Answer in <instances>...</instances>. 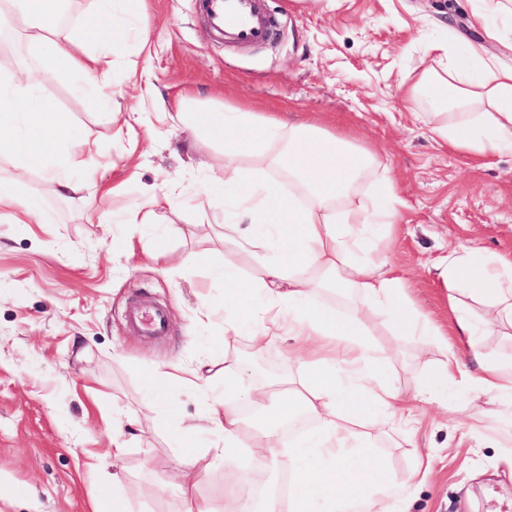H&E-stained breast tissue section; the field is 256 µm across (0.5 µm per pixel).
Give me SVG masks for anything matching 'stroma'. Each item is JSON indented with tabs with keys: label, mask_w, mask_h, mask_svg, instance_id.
Wrapping results in <instances>:
<instances>
[{
	"label": "stroma",
	"mask_w": 512,
	"mask_h": 512,
	"mask_svg": "<svg viewBox=\"0 0 512 512\" xmlns=\"http://www.w3.org/2000/svg\"><path fill=\"white\" fill-rule=\"evenodd\" d=\"M279 35L261 46H229L201 16L196 0H144L148 46L129 43L151 69L152 96L126 70L114 73L112 98L122 109L153 111L154 98L180 94L219 111L293 112L375 151L390 167L405 203L390 262L420 311L452 332L447 284L451 251L480 248L512 259V152L463 153L412 115L407 90L433 66L424 41L448 40L456 58L466 44L487 43L498 64L512 66V41L488 42L472 17V0H263ZM67 127L96 142L95 160L67 158L83 180L75 199L58 198L41 171L25 189L46 223L17 209L0 212V512H180L176 489L221 502L229 480L213 455L181 459L170 440L175 417L202 411L196 390L166 387L169 414L152 396L162 362L193 365L247 353L245 339L225 341L223 325L205 326L208 305L224 299L210 264L247 275L252 261L224 250L223 200L206 184L224 165L221 145L204 143L172 120L128 131L92 109L71 81L37 67ZM122 195L113 196V187ZM191 196V211L165 212L162 224H103L99 217L145 193ZM145 298L162 306L168 332L151 339L132 331L126 312ZM386 368L421 420L416 446L403 433L377 450L399 474L414 468L415 447L432 449L430 476L410 490V512H512V441L500 434L498 403L479 390L449 391L447 407L417 390L440 357L441 337L397 338ZM136 418L120 461L112 446V412Z\"/></svg>",
	"instance_id": "obj_1"
}]
</instances>
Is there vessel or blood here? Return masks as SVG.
<instances>
[{"label":"vessel or blood","instance_id":"1","mask_svg":"<svg viewBox=\"0 0 512 512\" xmlns=\"http://www.w3.org/2000/svg\"><path fill=\"white\" fill-rule=\"evenodd\" d=\"M199 7L211 25L243 44L268 42L275 22L260 9V0H201Z\"/></svg>","mask_w":512,"mask_h":512}]
</instances>
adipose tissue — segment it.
Segmentation results:
<instances>
[{
  "label": "adipose tissue",
  "mask_w": 512,
  "mask_h": 512,
  "mask_svg": "<svg viewBox=\"0 0 512 512\" xmlns=\"http://www.w3.org/2000/svg\"><path fill=\"white\" fill-rule=\"evenodd\" d=\"M62 0H0V26L21 31L34 60L72 78L76 89L97 108L112 106L116 51L130 38L147 43L148 31L131 0H82V31L92 49L77 52L78 37L63 36L47 17ZM476 24L488 39L512 36V0H476ZM436 66L424 69L409 90L418 117L456 149L481 155L512 151V68L499 66L485 45H469L468 67L448 55L447 40L434 38ZM177 119L224 145V175L208 193L239 191L234 220L224 233L226 251L251 256L254 275L238 268L214 267L210 278L224 283V333L246 338L253 348L294 339L290 357L298 368L284 392L254 384L246 357L224 359V391L216 393L215 364L204 360L188 375L164 373L169 383H189L202 392V421L180 420L173 442L189 456L214 452L228 471L240 451L262 461L284 454L297 466L287 500L269 495L255 512H391L401 491L423 481L430 463L418 458L405 475L390 470L373 451L375 437L402 423L415 436L416 421L401 390L385 369L388 350L371 327L387 324L396 336H435L439 329L414 309L403 282L383 253L367 239L374 229L392 239L402 201L388 168L376 154L310 121L243 112L195 108L180 100ZM65 124L49 106L41 85L22 73L0 74V157L14 160L20 173L37 169L64 199L82 185L55 162ZM377 179L380 190L357 196L358 187ZM192 208L189 198L162 190L125 205V224H155L173 207ZM448 303L464 347L444 346L435 370L421 384L434 400L449 387H474L489 396L512 393V361L491 364L483 353L490 328L463 303L487 306L501 325L512 328V261L472 250L449 257L444 270ZM352 301L336 311L327 297ZM260 409L245 421L243 406ZM319 420V429L284 443V423L295 414Z\"/></svg>",
  "instance_id": "adipose-tissue-1"
}]
</instances>
